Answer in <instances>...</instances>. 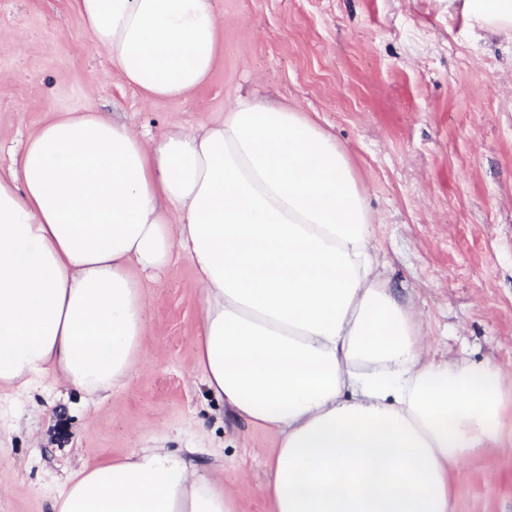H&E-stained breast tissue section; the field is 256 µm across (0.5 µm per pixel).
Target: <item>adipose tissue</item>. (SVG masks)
Returning <instances> with one entry per match:
<instances>
[{"label":"adipose tissue","instance_id":"adipose-tissue-1","mask_svg":"<svg viewBox=\"0 0 512 512\" xmlns=\"http://www.w3.org/2000/svg\"><path fill=\"white\" fill-rule=\"evenodd\" d=\"M131 86L183 97L219 58L212 0H73ZM512 32V0H464ZM347 150L296 107L238 98L145 140L95 109L29 137L0 176V388L52 377L104 399L134 375L139 275L192 264L196 365L237 417L275 432L272 512H453L460 465L501 441L506 375L434 359L382 274ZM162 441L82 466L50 512H236L225 470Z\"/></svg>","mask_w":512,"mask_h":512}]
</instances>
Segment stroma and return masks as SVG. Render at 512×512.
I'll list each match as a JSON object with an SVG mask.
<instances>
[{"mask_svg":"<svg viewBox=\"0 0 512 512\" xmlns=\"http://www.w3.org/2000/svg\"><path fill=\"white\" fill-rule=\"evenodd\" d=\"M220 57L203 87L149 99L92 47L69 0H0V172L52 117L95 108L145 137L198 127L239 96L296 106L349 150L386 254L435 357L512 379V34L448 0H214ZM132 380L92 406L44 380L0 388V512H49L71 472L164 439L239 472L238 512H271L275 434L236 418L195 372L200 292L184 257L142 288ZM454 512H512V452L466 460Z\"/></svg>","mask_w":512,"mask_h":512,"instance_id":"obj_1","label":"stroma"}]
</instances>
